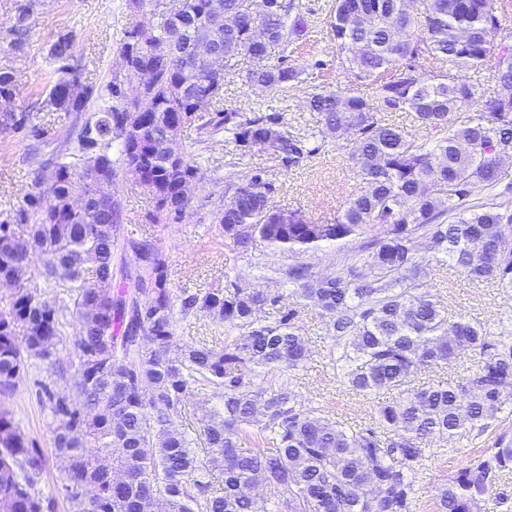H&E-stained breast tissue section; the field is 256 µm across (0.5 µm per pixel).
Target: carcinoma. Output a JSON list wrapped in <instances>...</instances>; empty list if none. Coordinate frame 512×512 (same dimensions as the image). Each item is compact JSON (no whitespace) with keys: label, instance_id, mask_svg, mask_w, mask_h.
I'll return each mask as SVG.
<instances>
[{"label":"carcinoma","instance_id":"carcinoma-1","mask_svg":"<svg viewBox=\"0 0 512 512\" xmlns=\"http://www.w3.org/2000/svg\"><path fill=\"white\" fill-rule=\"evenodd\" d=\"M37 4L16 0L0 31L12 50L28 44ZM209 4L181 0L170 13L166 0H126L141 19L121 50L136 45L156 71L136 113L118 93L131 70L98 91L84 85L69 34L49 45L54 80L43 106L80 115L96 100L97 111L77 127L56 131L39 122L34 105L19 99L15 73L0 68V115L12 119L0 123V133L22 135L34 154L48 150L31 189L0 218V279L13 283L0 309V396L12 394L32 359L57 373L55 349L71 327L68 307L28 283L16 224L47 257L48 276L75 294L78 397L45 382L39 397L54 418V448L68 461L65 488L78 512H411L417 479L441 452L434 444L481 433L512 405V342L480 324L448 321L422 282V263L450 261L472 283L512 289V183L499 167L512 156V37L503 35L512 0H423L416 14L407 0H333L329 26L344 80L313 86L307 104L317 120L303 132L279 114L218 109L224 83H215L209 59L182 54L216 33L226 59H249L255 90L286 91L302 73L286 60L309 38L302 0H258L254 8L221 0L238 19L235 29L210 15ZM158 13L164 21H154ZM353 15L372 21L353 25ZM257 25L266 30L259 43L250 40ZM480 70L495 91L479 101L468 74ZM364 84L375 87L373 95L361 93ZM183 89L190 96H180ZM477 102L475 113L456 122ZM379 112H408L419 132L388 124ZM178 118L207 141L220 133L241 147L262 141L287 171L307 167L318 141L351 144L349 160L363 183L334 223L274 205L275 185L260 172L224 176L226 201L210 220L245 255L261 244L293 257L323 243L353 247L325 273L297 260L274 270L275 280L291 286L287 293L227 276L222 288L175 295L164 255L148 240L120 242L119 211L98 201L112 193L116 146L124 173L148 185L153 220L177 222L172 206L198 172L187 147L182 161L170 158L167 130ZM475 185L484 196L472 201ZM78 196L87 200L82 209L73 203ZM128 248L140 271L131 291L114 279V255ZM269 305L281 309L274 323L258 317ZM299 305L322 319L353 390H399L379 404L378 427L332 422L280 379L307 360ZM201 314L235 335L222 347L190 336L173 348L177 321ZM464 353L474 360L466 378L412 385L421 371ZM263 374L267 385L255 384ZM191 412L205 417L195 439L177 424ZM252 434L268 447L244 448ZM494 447L437 488L436 512H488L496 480L512 473V436L502 432ZM43 464L40 449L0 406V512H44ZM218 478L224 487L216 490ZM258 479L264 496L252 490Z\"/></svg>","mask_w":512,"mask_h":512}]
</instances>
